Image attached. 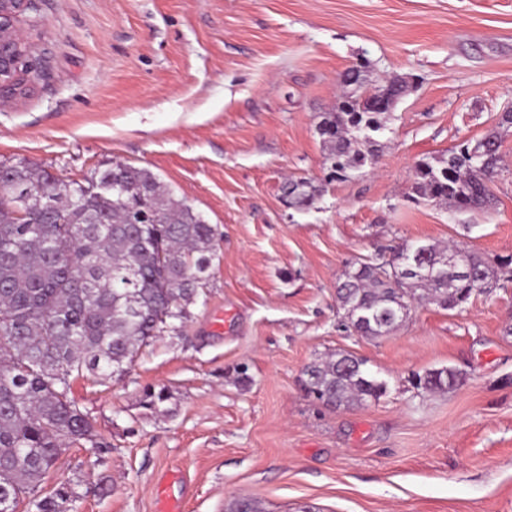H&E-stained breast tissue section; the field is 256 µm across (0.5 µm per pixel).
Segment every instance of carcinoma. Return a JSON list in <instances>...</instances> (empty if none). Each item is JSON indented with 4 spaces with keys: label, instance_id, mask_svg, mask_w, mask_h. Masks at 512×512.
<instances>
[{
    "label": "carcinoma",
    "instance_id": "obj_1",
    "mask_svg": "<svg viewBox=\"0 0 512 512\" xmlns=\"http://www.w3.org/2000/svg\"><path fill=\"white\" fill-rule=\"evenodd\" d=\"M362 68L341 75L342 85L355 91L317 125L336 180L376 164V136L407 89L398 78L365 89L351 81ZM498 148L493 133L416 162L412 197L445 202L455 212L491 208ZM283 195L289 207L303 210L319 189L290 179ZM18 200L34 210L35 223L17 222ZM423 249L416 271L401 276L386 255L402 259L406 244L353 263L337 289L349 328L360 336L387 335L402 325L412 302L459 308L497 287L512 267V255L489 261L454 243ZM454 250L464 264L450 269L442 258ZM215 255L213 226L146 168L114 161L64 183L24 161L0 163V502L15 509L27 498L29 512H73L67 482L37 495L62 447L84 441L105 450L93 419L71 398L72 380L86 373L120 377L143 346L178 331ZM462 382L460 371L442 367L418 377L416 388L449 392ZM303 385L331 408L377 401L386 392L362 359L344 351L307 365Z\"/></svg>",
    "mask_w": 512,
    "mask_h": 512
}]
</instances>
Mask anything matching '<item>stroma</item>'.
<instances>
[{
    "label": "stroma",
    "mask_w": 512,
    "mask_h": 512,
    "mask_svg": "<svg viewBox=\"0 0 512 512\" xmlns=\"http://www.w3.org/2000/svg\"><path fill=\"white\" fill-rule=\"evenodd\" d=\"M32 95L0 111V162L60 181L113 161L145 167L216 230L206 285L180 331L122 379L71 396L95 421L41 494L72 485L77 512H512V281L448 310L413 305L394 333L346 329L336 283L404 243L512 255V0H38ZM404 77L374 168L327 177L317 132L339 75ZM500 135L486 211L409 198L417 161ZM320 188L288 207L287 179ZM385 381L333 409L303 370L331 351ZM450 366L463 383L417 389ZM164 390L158 406L147 390ZM107 480L110 493L97 483Z\"/></svg>",
    "instance_id": "obj_1"
}]
</instances>
